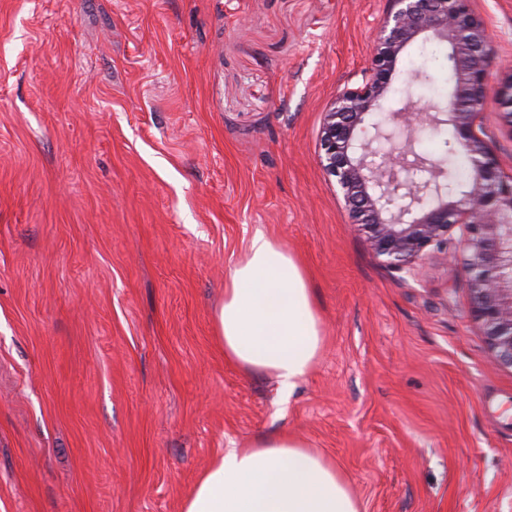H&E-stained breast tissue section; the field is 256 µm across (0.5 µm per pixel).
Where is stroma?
I'll return each mask as SVG.
<instances>
[{"instance_id":"obj_1","label":"stroma","mask_w":512,"mask_h":512,"mask_svg":"<svg viewBox=\"0 0 512 512\" xmlns=\"http://www.w3.org/2000/svg\"><path fill=\"white\" fill-rule=\"evenodd\" d=\"M392 0H0V512H181L227 448L285 431L365 512H512V368L465 272L387 268L317 163ZM503 179L512 0H471ZM433 44L409 73L445 71ZM263 231L299 258L322 351L291 395L213 315Z\"/></svg>"}]
</instances>
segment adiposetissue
I'll use <instances>...</instances> for the list:
<instances>
[{"instance_id":"1","label":"adipose tissue","mask_w":512,"mask_h":512,"mask_svg":"<svg viewBox=\"0 0 512 512\" xmlns=\"http://www.w3.org/2000/svg\"><path fill=\"white\" fill-rule=\"evenodd\" d=\"M225 359L274 375L282 394L306 376L323 343L321 317L299 262L256 232L232 262L214 316ZM182 512H363L335 464L295 436L229 448L202 474Z\"/></svg>"}]
</instances>
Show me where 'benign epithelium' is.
<instances>
[{
    "label": "benign epithelium",
    "mask_w": 512,
    "mask_h": 512,
    "mask_svg": "<svg viewBox=\"0 0 512 512\" xmlns=\"http://www.w3.org/2000/svg\"><path fill=\"white\" fill-rule=\"evenodd\" d=\"M362 84L336 94L323 113L318 162L335 179L353 223L377 257L414 274L425 256L448 254V232L461 224L474 317L493 359L512 368V180L502 179L493 148L477 130L488 87L485 24L470 0H393ZM448 44L450 108L403 105L383 111L405 49L418 37ZM512 124V73L499 84ZM452 128L472 164L462 192L448 183V157L417 151L418 133Z\"/></svg>",
    "instance_id": "7a95c632"
}]
</instances>
